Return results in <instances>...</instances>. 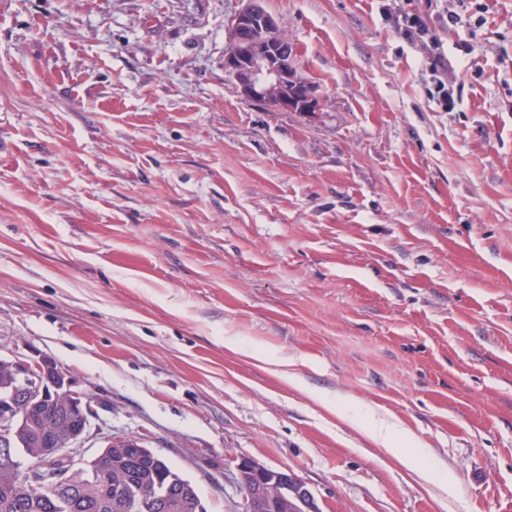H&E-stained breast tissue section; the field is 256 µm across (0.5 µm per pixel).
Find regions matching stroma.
<instances>
[{"label": "stroma", "instance_id": "35a3bbf8", "mask_svg": "<svg viewBox=\"0 0 512 512\" xmlns=\"http://www.w3.org/2000/svg\"><path fill=\"white\" fill-rule=\"evenodd\" d=\"M387 2L264 0L321 96L270 112L224 71L240 0H0V356L89 397L82 458L143 439L207 512L242 457L321 512H512V0H440L450 112ZM342 404L356 411L358 414L356 421L359 423L362 430L368 433L376 443L387 448L389 451H393L394 445L399 437H404L406 441L414 447L412 454L401 458V461L408 468L421 471V473L431 480H436L439 477L442 479L446 478V473L443 470L424 472L422 468L418 467L417 460L424 456V449L416 443L408 432L401 429L398 424L378 416L373 408L362 405L352 398H345Z\"/></svg>", "mask_w": 512, "mask_h": 512}]
</instances>
